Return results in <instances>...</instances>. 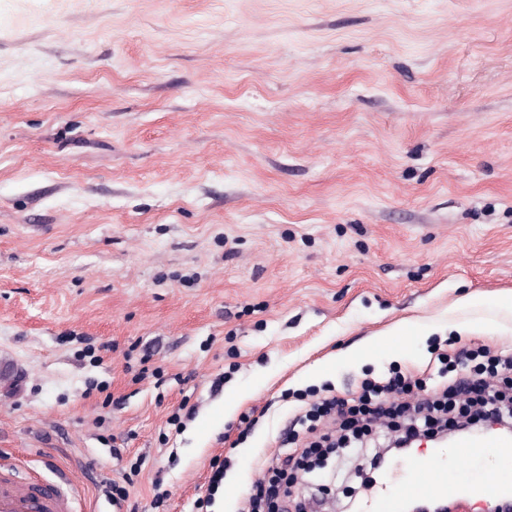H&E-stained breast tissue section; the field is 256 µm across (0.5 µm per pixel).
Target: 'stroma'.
<instances>
[{"instance_id": "35a3bbf8", "label": "stroma", "mask_w": 512, "mask_h": 512, "mask_svg": "<svg viewBox=\"0 0 512 512\" xmlns=\"http://www.w3.org/2000/svg\"><path fill=\"white\" fill-rule=\"evenodd\" d=\"M502 295L512 0H0L1 470L243 512L306 394L416 401Z\"/></svg>"}]
</instances>
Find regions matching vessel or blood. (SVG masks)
<instances>
[{
	"instance_id": "vessel-or-blood-1",
	"label": "vessel or blood",
	"mask_w": 512,
	"mask_h": 512,
	"mask_svg": "<svg viewBox=\"0 0 512 512\" xmlns=\"http://www.w3.org/2000/svg\"><path fill=\"white\" fill-rule=\"evenodd\" d=\"M456 456L432 454L428 460L407 457L399 465L400 478L384 482L365 512H402L409 497L449 498L455 512H486L487 507L512 497V480L496 471L482 470L493 456L512 465V435L489 431L479 436L458 435ZM72 503L62 484L33 490L29 482L10 476L0 479V512H71Z\"/></svg>"
}]
</instances>
